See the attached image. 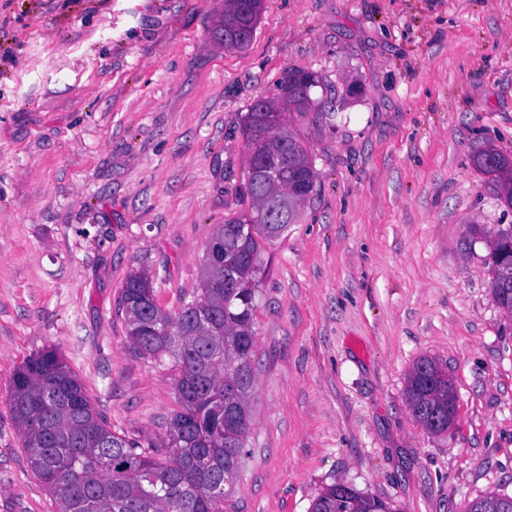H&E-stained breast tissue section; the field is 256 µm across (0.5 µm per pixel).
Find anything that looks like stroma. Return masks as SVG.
I'll return each mask as SVG.
<instances>
[{
	"mask_svg": "<svg viewBox=\"0 0 512 512\" xmlns=\"http://www.w3.org/2000/svg\"><path fill=\"white\" fill-rule=\"evenodd\" d=\"M224 0H0V512H59L9 405L56 351L113 433L165 437L172 359L140 353L117 298L131 273L177 310L215 225L240 211L242 121L289 68L320 111L286 128L317 191L266 244L248 455L224 512H309L329 484L399 512L512 495V315L490 239L512 225L477 157H512V0H265L244 50ZM449 375L432 434L413 365ZM250 2L251 0H224V11L212 31V39L216 43L224 45V49L243 50L251 44L260 16L256 22L252 38L245 43L235 41V35L239 33L237 29L241 26L243 12L247 10ZM425 363L436 364L431 359L423 358L414 365L408 376L407 396L417 421L430 429H433L436 416L446 417L448 414V421L440 419L435 423L442 433L447 431L455 420L451 408L448 407V395L453 389L448 375L442 370L435 372L434 378L448 383V387L433 383L429 375L421 371V366Z\"/></svg>",
	"mask_w": 512,
	"mask_h": 512,
	"instance_id": "stroma-1",
	"label": "stroma"
}]
</instances>
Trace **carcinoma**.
<instances>
[{
	"label": "carcinoma",
	"instance_id": "cac0c4a2",
	"mask_svg": "<svg viewBox=\"0 0 512 512\" xmlns=\"http://www.w3.org/2000/svg\"><path fill=\"white\" fill-rule=\"evenodd\" d=\"M251 0H224L212 39L227 50ZM323 84L315 72L291 68L264 102L250 104L242 132L249 152L267 159L263 171L245 167L247 207L216 225L210 241L224 242V264L204 257L191 300L175 311L159 306L150 277L134 273L119 299L128 336L142 354L167 356L179 367V410L159 447V459L118 437L93 407L84 387L53 352L27 360L14 374L9 395L21 446L34 473L56 497L60 512H224L242 465L253 425L256 377L255 313L266 275L264 245L298 222L316 191L317 172L299 140L284 128L286 114L316 106L297 83ZM503 169L498 198L512 207V181ZM408 376L407 396L419 423L433 428L448 414V388L421 371ZM395 512L383 498L346 484L326 486L310 512ZM468 512H512V496L496 492L468 505Z\"/></svg>",
	"mask_w": 512,
	"mask_h": 512
}]
</instances>
